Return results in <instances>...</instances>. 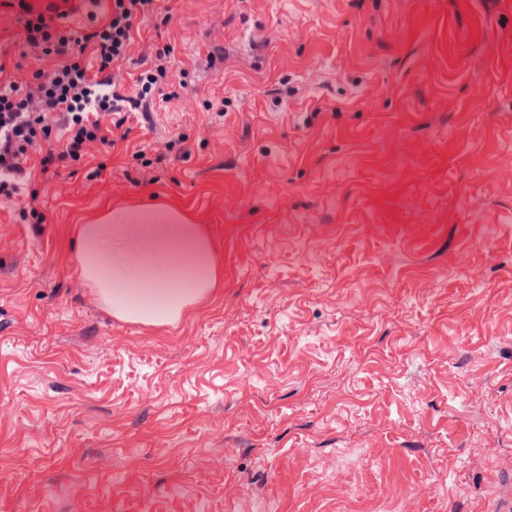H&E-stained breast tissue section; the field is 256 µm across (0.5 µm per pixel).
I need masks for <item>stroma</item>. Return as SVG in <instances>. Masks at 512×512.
<instances>
[{
    "instance_id": "stroma-1",
    "label": "stroma",
    "mask_w": 512,
    "mask_h": 512,
    "mask_svg": "<svg viewBox=\"0 0 512 512\" xmlns=\"http://www.w3.org/2000/svg\"><path fill=\"white\" fill-rule=\"evenodd\" d=\"M163 47L0 202V512H512V0H154L122 94ZM153 197L221 271L175 329L69 248Z\"/></svg>"
}]
</instances>
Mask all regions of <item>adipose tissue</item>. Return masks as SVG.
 Listing matches in <instances>:
<instances>
[{
  "instance_id": "obj_1",
  "label": "adipose tissue",
  "mask_w": 512,
  "mask_h": 512,
  "mask_svg": "<svg viewBox=\"0 0 512 512\" xmlns=\"http://www.w3.org/2000/svg\"><path fill=\"white\" fill-rule=\"evenodd\" d=\"M75 258L112 317L152 327H177L219 277L210 239L170 204L119 206L80 225Z\"/></svg>"
}]
</instances>
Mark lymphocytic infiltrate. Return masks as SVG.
Returning a JSON list of instances; mask_svg holds the SVG:
<instances>
[{
    "mask_svg": "<svg viewBox=\"0 0 512 512\" xmlns=\"http://www.w3.org/2000/svg\"><path fill=\"white\" fill-rule=\"evenodd\" d=\"M153 0H108L98 23L76 32L58 16L35 10L30 0H0L21 26L37 59L49 62L34 81L5 78L0 62V200L11 201L30 181L27 166L38 152L41 174L81 160L88 145L108 144L102 121L124 100L112 69L125 58Z\"/></svg>",
    "mask_w": 512,
    "mask_h": 512,
    "instance_id": "obj_1",
    "label": "lymphocytic infiltrate"
}]
</instances>
